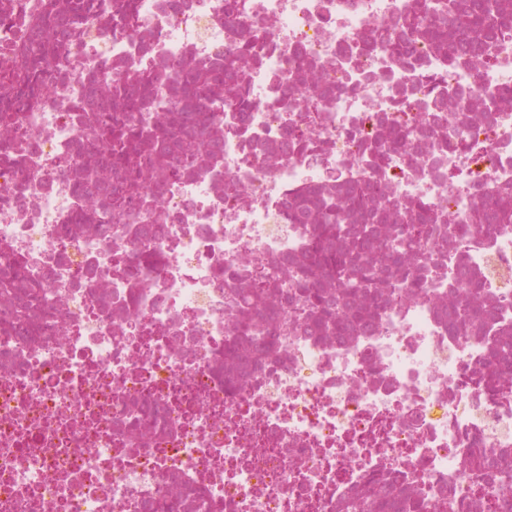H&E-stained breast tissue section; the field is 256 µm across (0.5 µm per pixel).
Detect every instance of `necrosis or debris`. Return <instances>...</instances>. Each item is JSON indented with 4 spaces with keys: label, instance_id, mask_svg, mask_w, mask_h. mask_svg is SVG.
I'll return each instance as SVG.
<instances>
[{
    "label": "necrosis or debris",
    "instance_id": "obj_1",
    "mask_svg": "<svg viewBox=\"0 0 512 512\" xmlns=\"http://www.w3.org/2000/svg\"><path fill=\"white\" fill-rule=\"evenodd\" d=\"M41 2L0 0V55ZM412 2L240 0L230 16L224 0H136V26L104 13L66 39L63 81L0 133V512H350L380 479L393 512L415 497L512 512V388L487 384L512 341V224L455 230L512 191V25L479 61L371 44ZM242 42L251 111H214L218 150L181 139L132 217L103 213L96 192L118 180L86 112L145 72L141 111L178 129L169 74L220 69ZM297 56L321 95L291 80ZM394 122L407 140L372 167ZM354 182L439 221L412 296L382 288L336 336L298 294L314 227L288 204Z\"/></svg>",
    "mask_w": 512,
    "mask_h": 512
}]
</instances>
